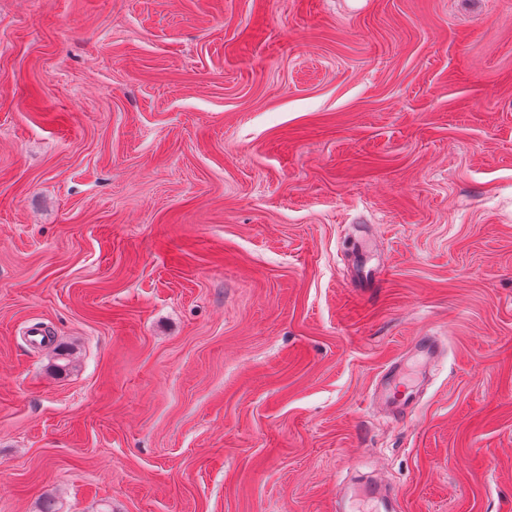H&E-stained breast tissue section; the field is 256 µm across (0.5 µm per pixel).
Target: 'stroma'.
I'll return each instance as SVG.
<instances>
[{
	"instance_id": "35a3bbf8",
	"label": "stroma",
	"mask_w": 512,
	"mask_h": 512,
	"mask_svg": "<svg viewBox=\"0 0 512 512\" xmlns=\"http://www.w3.org/2000/svg\"><path fill=\"white\" fill-rule=\"evenodd\" d=\"M370 476L512 512V0H0V512ZM407 365H408V359L399 360V361L392 363L387 368L385 375H384V377L386 375H387V377L385 378L383 384L381 385V387L379 388V391H378V394L381 398L390 402L391 404H393L395 406V408L402 410V411L404 409L400 408V406H397L392 401L389 391H390V387L392 386L393 383L395 385H397L398 388L402 387L406 392V399H405V402L403 405L406 404L407 408L412 407L413 391L410 389H407V385L409 382V379L407 378V375L405 372V368Z\"/></svg>"
}]
</instances>
